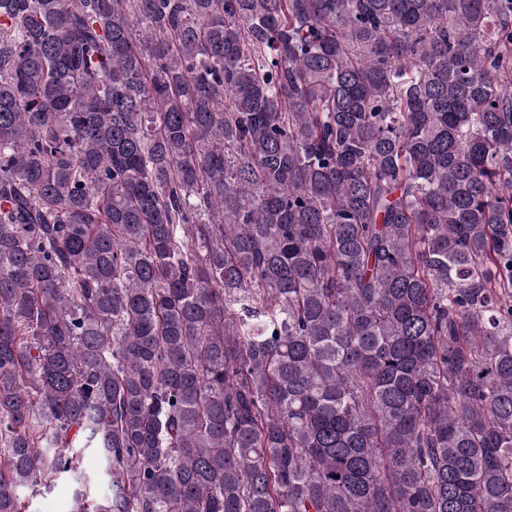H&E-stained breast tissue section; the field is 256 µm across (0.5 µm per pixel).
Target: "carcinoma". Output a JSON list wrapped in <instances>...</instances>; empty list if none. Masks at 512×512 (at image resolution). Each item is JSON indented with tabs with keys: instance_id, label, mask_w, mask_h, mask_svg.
I'll use <instances>...</instances> for the list:
<instances>
[{
	"instance_id": "cac0c4a2",
	"label": "carcinoma",
	"mask_w": 512,
	"mask_h": 512,
	"mask_svg": "<svg viewBox=\"0 0 512 512\" xmlns=\"http://www.w3.org/2000/svg\"><path fill=\"white\" fill-rule=\"evenodd\" d=\"M61 479L512 512V0H0V512Z\"/></svg>"
}]
</instances>
